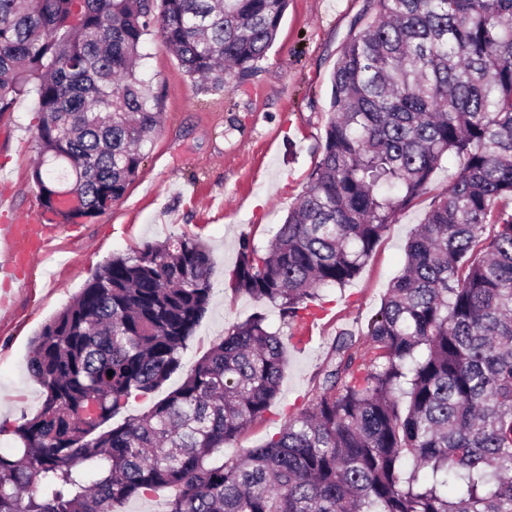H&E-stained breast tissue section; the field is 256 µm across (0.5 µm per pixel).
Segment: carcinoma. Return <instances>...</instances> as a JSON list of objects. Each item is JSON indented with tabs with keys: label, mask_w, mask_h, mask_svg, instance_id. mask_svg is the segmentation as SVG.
Wrapping results in <instances>:
<instances>
[{
	"label": "carcinoma",
	"mask_w": 512,
	"mask_h": 512,
	"mask_svg": "<svg viewBox=\"0 0 512 512\" xmlns=\"http://www.w3.org/2000/svg\"><path fill=\"white\" fill-rule=\"evenodd\" d=\"M287 7L0 0V114L35 84L44 209L90 222L136 177L163 121L139 73L150 27L191 82L221 90L264 59ZM331 84L307 190L266 248L242 238L229 284L291 324L314 315L320 290L350 283L454 159L368 324L365 372L356 341H340L307 404L224 460L286 367L259 311L167 397L105 428L181 369L214 291L198 238L146 243L113 256L35 339L45 399L14 429L21 456L0 454V512H120L161 488L166 512H512V211L492 209L512 201V0H369Z\"/></svg>",
	"instance_id": "carcinoma-1"
}]
</instances>
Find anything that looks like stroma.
<instances>
[{"label": "stroma", "mask_w": 512, "mask_h": 512, "mask_svg": "<svg viewBox=\"0 0 512 512\" xmlns=\"http://www.w3.org/2000/svg\"><path fill=\"white\" fill-rule=\"evenodd\" d=\"M367 0H289L275 42L251 75L230 80L220 91L192 85L158 34L145 38L141 76L150 82L164 115L137 177L112 207L91 223L65 224L60 244L65 262L38 260L11 283L16 313L0 318V453L16 448L13 430L35 415L45 392L27 370L31 342L42 326L69 305L111 259L144 243L187 234L211 256L214 293L182 356L183 369L154 393L130 398L134 418L182 384L191 369L220 341L225 330L255 312L267 313L270 330L289 336L277 309L232 291L226 277L239 242L263 245L305 192L322 152L330 118L331 76L344 44L357 31ZM39 115L23 108L0 115V194L14 208L44 216L31 180L37 158ZM455 161L443 159L427 194L399 213L359 274L344 288L323 290L329 314L322 338L304 348L288 347L277 399L224 449L232 458L263 445L303 407L317 373L339 334L365 332L391 280L403 268L405 244L448 187Z\"/></svg>", "instance_id": "stroma-1"}]
</instances>
